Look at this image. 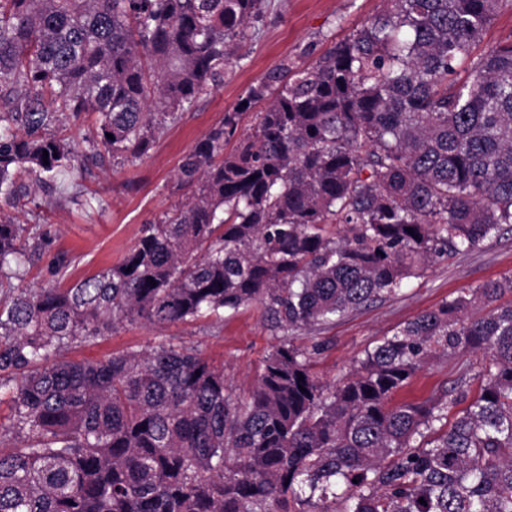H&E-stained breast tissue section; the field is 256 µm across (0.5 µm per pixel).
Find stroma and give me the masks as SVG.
Masks as SVG:
<instances>
[{
  "label": "stroma",
  "mask_w": 512,
  "mask_h": 512,
  "mask_svg": "<svg viewBox=\"0 0 512 512\" xmlns=\"http://www.w3.org/2000/svg\"><path fill=\"white\" fill-rule=\"evenodd\" d=\"M381 0H266L261 18L245 29L238 57L227 64L224 82L208 88L168 121L167 129L147 155L117 156L96 165L87 154L86 135L93 117L72 123L75 168L64 179L62 198L38 190L10 213L20 224L39 225L47 236L39 260L30 264L18 288L67 287L119 262L134 246L143 225L156 223L184 199L176 172L183 157L225 113L237 111L242 99L281 63L304 67L327 48L355 33L381 8ZM69 263L65 276L54 274L57 258ZM512 275V229L481 241L459 254L434 259L407 279L398 296L383 298L336 319L325 329L295 330L290 341L310 362L312 373L334 385L353 372L377 340L445 300L485 283ZM224 367L227 384L249 398L266 357L278 342L260 306L224 314L223 326L199 320L159 328L145 323L117 326L95 343L66 351L68 359L99 360L130 349H144L168 338ZM468 358L437 356L396 395L400 402L444 396Z\"/></svg>",
  "instance_id": "obj_1"
}]
</instances>
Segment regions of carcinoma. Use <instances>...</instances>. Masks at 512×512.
Segmentation results:
<instances>
[{
    "mask_svg": "<svg viewBox=\"0 0 512 512\" xmlns=\"http://www.w3.org/2000/svg\"><path fill=\"white\" fill-rule=\"evenodd\" d=\"M382 2L225 113L178 170L189 196L118 264L17 288L10 263L39 258L43 234L0 209V512H512V301L474 312L512 294V276L404 324L338 385L288 340L512 226V36L471 60L501 0ZM263 5L0 0V199L71 170L63 116L96 115L95 159L146 155L224 81ZM254 303L282 336L245 402L223 366L171 338L60 358L117 324L219 326ZM437 354L477 356V370L443 397L394 402ZM472 377L479 394L448 421Z\"/></svg>",
    "mask_w": 512,
    "mask_h": 512,
    "instance_id": "obj_1",
    "label": "carcinoma"
}]
</instances>
